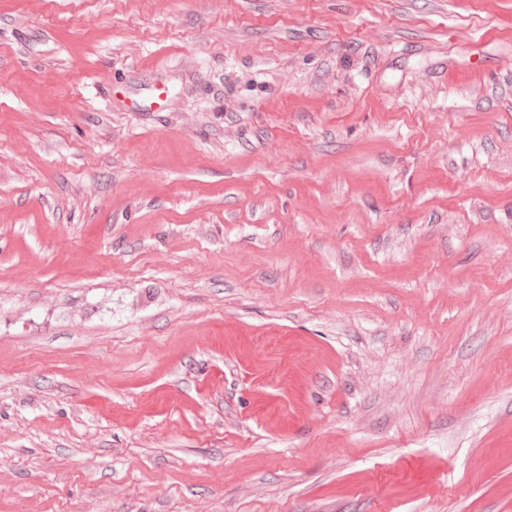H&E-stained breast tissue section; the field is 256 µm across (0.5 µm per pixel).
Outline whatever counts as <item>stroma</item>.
I'll use <instances>...</instances> for the list:
<instances>
[{
    "mask_svg": "<svg viewBox=\"0 0 512 512\" xmlns=\"http://www.w3.org/2000/svg\"><path fill=\"white\" fill-rule=\"evenodd\" d=\"M0 512H512V0H0Z\"/></svg>",
    "mask_w": 512,
    "mask_h": 512,
    "instance_id": "1",
    "label": "stroma"
}]
</instances>
